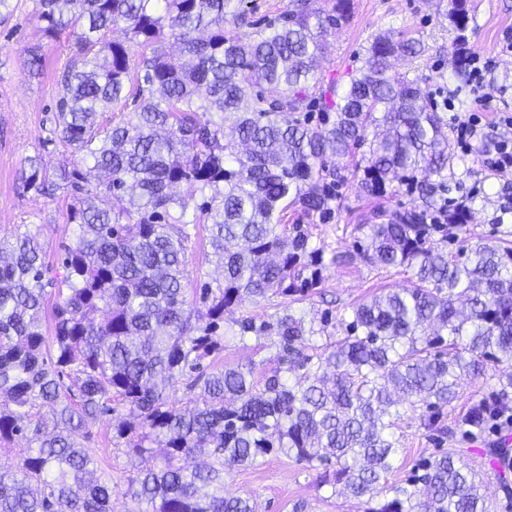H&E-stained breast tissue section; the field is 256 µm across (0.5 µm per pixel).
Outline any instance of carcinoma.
I'll return each mask as SVG.
<instances>
[{"label": "carcinoma", "instance_id": "1", "mask_svg": "<svg viewBox=\"0 0 512 512\" xmlns=\"http://www.w3.org/2000/svg\"><path fill=\"white\" fill-rule=\"evenodd\" d=\"M33 2L47 37L68 36L51 134L73 161L50 171L33 158L25 182L39 195H70L73 229L65 273L48 283L36 236L0 240V450L17 436L29 444L14 470L0 471V512H112L119 494L128 512H254L249 499L224 495V468L272 452L322 466L321 484L363 500V512H490L477 474L448 451L383 493L403 453V406L425 409L432 426L463 378L512 364V242L453 255L448 236L433 239L445 225L429 218L455 175L448 121L417 83L389 74L392 59L423 53L420 42L394 30L376 37L344 87L328 90L334 122L313 126L311 108L325 99L314 64L348 0L329 10L290 0L255 23L245 0ZM450 5L462 42L466 0ZM244 25L253 27L245 39ZM117 28L122 41L110 37ZM101 112L112 113L105 125ZM227 123L244 151L225 139ZM366 143L369 186L408 181L422 204L360 225V255L406 268L415 282L358 305L338 338L330 313L307 323L291 310L321 284L323 255L309 246L310 225L288 235L282 223L290 204L328 218L336 191L325 158ZM201 224L224 277L188 290L184 266ZM246 298L279 300L273 315L235 320L242 342L274 338L277 366L262 384L253 363L204 367L224 349V313ZM179 385L195 393L193 408L170 400ZM114 402L138 420L116 424L115 440L136 457L156 443L163 457L122 489L89 479L97 460L77 441ZM510 414L512 371L447 434L483 433ZM204 454L211 463L201 468Z\"/></svg>", "mask_w": 512, "mask_h": 512}]
</instances>
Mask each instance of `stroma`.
<instances>
[{
	"label": "stroma",
	"mask_w": 512,
	"mask_h": 512,
	"mask_svg": "<svg viewBox=\"0 0 512 512\" xmlns=\"http://www.w3.org/2000/svg\"><path fill=\"white\" fill-rule=\"evenodd\" d=\"M447 5L448 0H350L344 19L326 38L328 48L317 61L319 77L326 84L344 85L361 66L365 48L377 35L404 31L419 40L425 51L417 58L395 60L393 73L416 81L436 100H472V88H459L455 79L458 46L446 17ZM467 10V54L486 61L485 85L496 105L512 107V0H467ZM42 28L31 0H21L11 20L0 24V237L11 236L19 225H27L45 247V276L53 280L63 272L60 257L64 244L71 241L68 200L61 193L44 197L26 189L22 173L29 157L39 158L50 169L71 160L69 153L48 141L60 93L57 75L67 59V48L64 41L49 40ZM33 45L40 46L43 57L42 73L36 77L27 66L26 50ZM450 148L466 169L449 179L447 197L452 203L468 206L470 219L464 228H449V251L512 233V176L487 174L485 146L476 144L465 151L454 142ZM355 164L352 158L327 161V172L337 174L339 180L338 199L329 218L311 221L299 207L288 209L289 223L310 224L311 244L321 248L324 257L320 287L310 300L293 304L295 314L317 317L329 308L347 319L375 293L411 284L410 273L372 266L356 257L355 251L359 225L368 223L375 212L419 205L418 194L400 181L372 191ZM269 310L268 304L257 305L247 299L226 312L224 349L215 366H244L261 360L266 368H273L275 345L267 339L239 341L234 325L239 315L260 316ZM501 372V367L491 366L484 376L466 380L456 400L444 409L443 424L453 425L472 403L490 398ZM422 414L419 407L402 409L396 435L404 454L388 475V483L403 482L415 461L443 448L455 452L458 466L478 473L482 491L493 502L495 512H512V502L502 490L503 484L512 485V473L503 471L485 453L489 444L498 442L499 433L491 430L476 438L460 435L442 442L425 427ZM112 426L111 417L102 418L90 426L81 442L96 460L94 477L121 485L135 461L125 446L113 441ZM319 474V469L271 454L256 464L225 470L224 492L253 499L256 512H292L297 503L305 504L306 512H363L360 500L321 485Z\"/></svg>",
	"instance_id": "35a3bbf8"
}]
</instances>
